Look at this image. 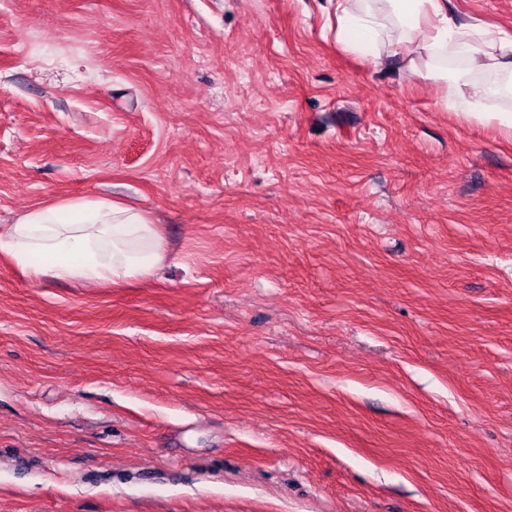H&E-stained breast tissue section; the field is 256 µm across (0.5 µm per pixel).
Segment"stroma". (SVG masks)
I'll return each mask as SVG.
<instances>
[{"mask_svg":"<svg viewBox=\"0 0 512 512\" xmlns=\"http://www.w3.org/2000/svg\"><path fill=\"white\" fill-rule=\"evenodd\" d=\"M326 4L0 0V228L168 244L121 288L0 257V512H512V140ZM0 254L29 280L51 276L119 287L152 278L168 248L146 212L70 198L29 209L0 230Z\"/></svg>","mask_w":512,"mask_h":512,"instance_id":"1","label":"stroma"}]
</instances>
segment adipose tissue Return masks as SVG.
<instances>
[{
    "mask_svg": "<svg viewBox=\"0 0 512 512\" xmlns=\"http://www.w3.org/2000/svg\"><path fill=\"white\" fill-rule=\"evenodd\" d=\"M337 44L372 60L401 59L413 75L443 81V105L464 121L512 137V35L489 25L457 22L448 0H328ZM464 54L471 69L494 83L449 77L441 57ZM0 254L30 280L119 287L152 278L167 258L150 216L109 200L70 198L36 206L0 230Z\"/></svg>",
    "mask_w": 512,
    "mask_h": 512,
    "instance_id": "1",
    "label": "adipose tissue"
}]
</instances>
